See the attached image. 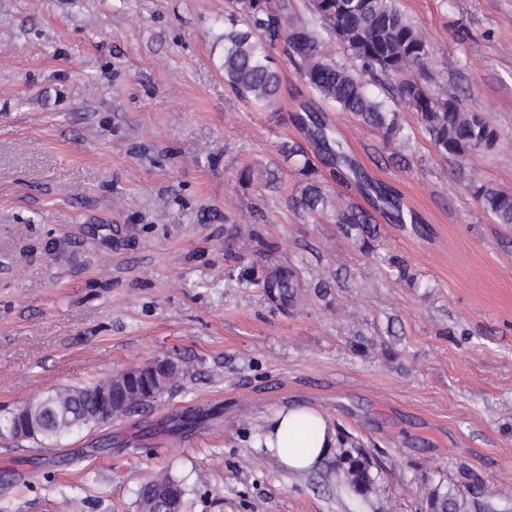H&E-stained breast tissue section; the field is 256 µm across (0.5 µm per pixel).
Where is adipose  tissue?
<instances>
[{"label":"adipose tissue","instance_id":"1","mask_svg":"<svg viewBox=\"0 0 512 512\" xmlns=\"http://www.w3.org/2000/svg\"><path fill=\"white\" fill-rule=\"evenodd\" d=\"M317 429L306 437L307 426ZM265 448L289 470L307 472L317 467L336 446V431L322 413L310 406H293L274 412L262 432Z\"/></svg>","mask_w":512,"mask_h":512}]
</instances>
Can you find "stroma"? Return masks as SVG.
I'll return each mask as SVG.
<instances>
[{
  "instance_id": "35a3bbf8",
  "label": "stroma",
  "mask_w": 512,
  "mask_h": 512,
  "mask_svg": "<svg viewBox=\"0 0 512 512\" xmlns=\"http://www.w3.org/2000/svg\"><path fill=\"white\" fill-rule=\"evenodd\" d=\"M401 3L433 92L483 113L492 151L442 155L406 111L391 162L280 53L278 105L238 98L227 0H0V416L157 357L184 370L61 447L0 434V512H138L161 469L183 512H431L448 491L512 512V229L472 193L512 192V0ZM308 111L400 195L405 223L377 214L372 250L293 205L278 146L309 145ZM265 166L274 184H238ZM282 268L302 286L270 298ZM296 405L336 430L306 473L258 445ZM350 454L365 492L336 479ZM166 486H177L180 488L181 499H180V503H179V510H177V511L181 512L182 505L184 503V498L186 496L187 490H186L185 486L183 485V483H181L178 480H175L169 474L164 473V472L157 473L150 482H148L147 484H145L144 486H142L140 488V490L138 492L139 511L140 512H155L156 511L155 505L152 503V499H151L149 493H146L144 491L146 488L150 489V491H151L155 488L166 487Z\"/></svg>"
}]
</instances>
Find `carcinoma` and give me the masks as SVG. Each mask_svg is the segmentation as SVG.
<instances>
[{"label":"carcinoma","mask_w":512,"mask_h":512,"mask_svg":"<svg viewBox=\"0 0 512 512\" xmlns=\"http://www.w3.org/2000/svg\"><path fill=\"white\" fill-rule=\"evenodd\" d=\"M290 0H231L224 15L225 83L239 97L269 109L280 95L281 75L274 66L273 53L282 50L305 84L320 101L351 115L360 124L376 130L392 155L408 140L400 113L387 101L371 95L363 76L395 80L389 92L397 103L417 114L419 121L442 153L465 160L495 148L498 131L480 112H472L457 95L446 98L428 87L424 61L429 44L422 31L401 9L399 0H310V21L299 24L291 17ZM344 45L352 64H338L332 58L333 42ZM309 138L316 147L312 154L297 142L282 144L280 151L301 183L296 204L310 214H330L343 234L361 247L372 249L376 222L367 209L352 202H332L318 164L330 167V177L338 184L357 182L360 191L372 201L373 209L384 206L396 211L394 220L403 223L397 192L392 187L369 179L345 154L337 130L314 117ZM265 168L244 169L239 182L245 186L266 185ZM474 196L496 223L512 228V193L487 185H477ZM267 292L293 295L301 287L292 269L282 271L265 282ZM182 369L173 364L168 384L147 400L130 395L125 407L104 412L118 372L83 387L58 388L24 405L32 427V441L43 448H57L73 430L93 427L108 417H127L156 401L169 391ZM177 486L181 496L186 488L169 474L160 472L145 484V489ZM145 489L138 492L139 512H156Z\"/></svg>","instance_id":"cac0c4a2"}]
</instances>
